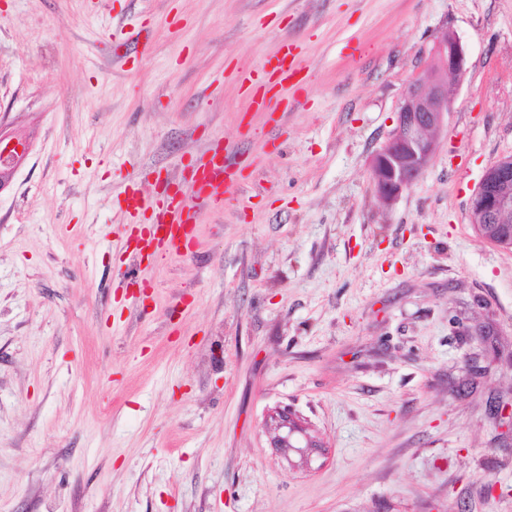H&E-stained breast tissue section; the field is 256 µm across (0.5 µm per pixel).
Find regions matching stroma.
<instances>
[{
    "label": "stroma",
    "mask_w": 512,
    "mask_h": 512,
    "mask_svg": "<svg viewBox=\"0 0 512 512\" xmlns=\"http://www.w3.org/2000/svg\"><path fill=\"white\" fill-rule=\"evenodd\" d=\"M446 29L433 160L371 159ZM299 54L252 105L242 73ZM0 512H512V0H0ZM251 162L197 244L134 261L124 190ZM305 434L276 444L273 420ZM470 213L472 224L489 225L501 241L495 244L512 248V155L485 169L470 199Z\"/></svg>",
    "instance_id": "stroma-1"
}]
</instances>
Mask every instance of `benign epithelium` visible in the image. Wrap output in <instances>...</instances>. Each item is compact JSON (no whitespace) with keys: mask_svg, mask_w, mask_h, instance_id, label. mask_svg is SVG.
<instances>
[{"mask_svg":"<svg viewBox=\"0 0 512 512\" xmlns=\"http://www.w3.org/2000/svg\"><path fill=\"white\" fill-rule=\"evenodd\" d=\"M465 71V52L453 32L440 31L434 42L429 83L418 79L403 100L396 125L373 159L379 201L390 204L410 188L429 166L435 151L434 135L448 116L445 77ZM472 223L486 225L512 248V155L484 171L470 199Z\"/></svg>","mask_w":512,"mask_h":512,"instance_id":"1","label":"benign epithelium"}]
</instances>
